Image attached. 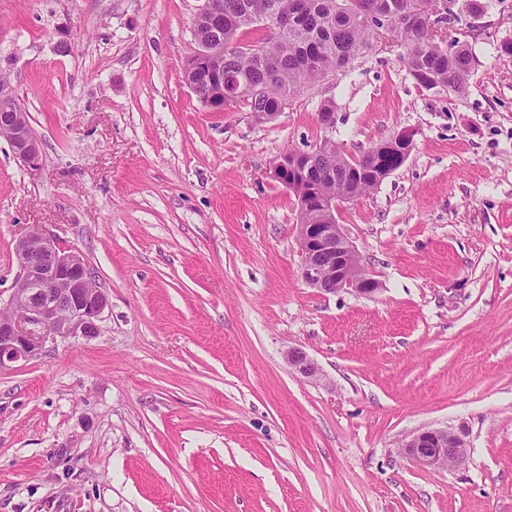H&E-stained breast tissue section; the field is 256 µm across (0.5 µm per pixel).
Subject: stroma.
Returning a JSON list of instances; mask_svg holds the SVG:
<instances>
[{
	"label": "stroma",
	"instance_id": "stroma-1",
	"mask_svg": "<svg viewBox=\"0 0 512 512\" xmlns=\"http://www.w3.org/2000/svg\"><path fill=\"white\" fill-rule=\"evenodd\" d=\"M202 4L0 0V74L42 143L33 172L0 138V306L36 226L109 299L99 336L0 369V512H512V0L447 24L466 94L418 88L394 47L270 122L186 85ZM402 130L405 162L336 213L379 291L309 287L274 166ZM427 427L465 429L467 463L408 458ZM286 360L289 368L304 378L318 380L322 376L318 364L301 348L290 349Z\"/></svg>",
	"mask_w": 512,
	"mask_h": 512
}]
</instances>
